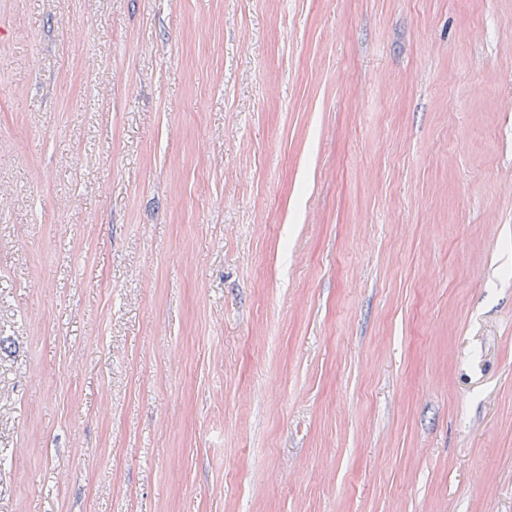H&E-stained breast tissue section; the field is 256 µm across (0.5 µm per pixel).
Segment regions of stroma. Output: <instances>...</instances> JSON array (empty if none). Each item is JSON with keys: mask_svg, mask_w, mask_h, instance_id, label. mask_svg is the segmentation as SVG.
<instances>
[{"mask_svg": "<svg viewBox=\"0 0 512 512\" xmlns=\"http://www.w3.org/2000/svg\"><path fill=\"white\" fill-rule=\"evenodd\" d=\"M512 0H0V512H512Z\"/></svg>", "mask_w": 512, "mask_h": 512, "instance_id": "stroma-1", "label": "stroma"}]
</instances>
